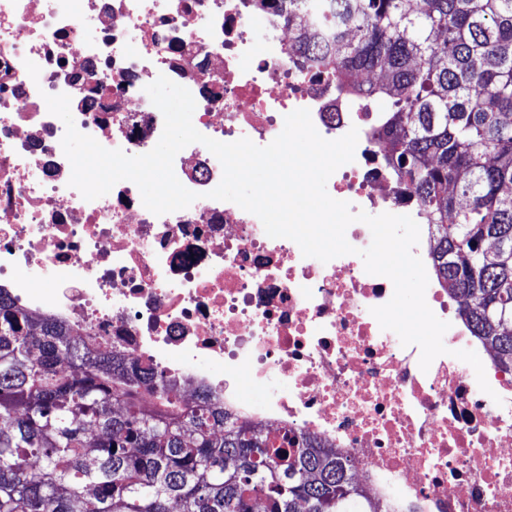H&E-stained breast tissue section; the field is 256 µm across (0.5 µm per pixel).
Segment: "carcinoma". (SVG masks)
<instances>
[{
    "mask_svg": "<svg viewBox=\"0 0 512 512\" xmlns=\"http://www.w3.org/2000/svg\"><path fill=\"white\" fill-rule=\"evenodd\" d=\"M332 50L341 88L387 100V165L433 226L438 278L512 366V0H255ZM0 300V512H381L347 459L173 394ZM72 364L62 372L61 363Z\"/></svg>",
    "mask_w": 512,
    "mask_h": 512,
    "instance_id": "carcinoma-1",
    "label": "carcinoma"
}]
</instances>
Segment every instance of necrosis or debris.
Listing matches in <instances>:
<instances>
[{
  "mask_svg": "<svg viewBox=\"0 0 512 512\" xmlns=\"http://www.w3.org/2000/svg\"><path fill=\"white\" fill-rule=\"evenodd\" d=\"M290 44L274 10L245 0H0V295L99 355L163 372L180 398L205 392L237 422L336 449L383 505L512 512V368L486 367L481 391L455 356L476 340L432 277L425 299L449 324L448 352L421 370L419 346L371 313L394 286L358 255L367 225H350L351 254L303 256L209 198L223 169L199 143L174 159L198 195L183 210L152 213L126 180L91 201L69 185L65 125L45 95H68L76 128L104 148L142 155L164 128L145 91L162 74L221 142L268 145L300 108L325 139L357 129L328 194L371 215L416 210L384 160V113L339 92L334 65L298 70ZM243 375L266 391L262 406L243 402Z\"/></svg>",
  "mask_w": 512,
  "mask_h": 512,
  "instance_id": "4bbe7bcc",
  "label": "necrosis or debris"
}]
</instances>
